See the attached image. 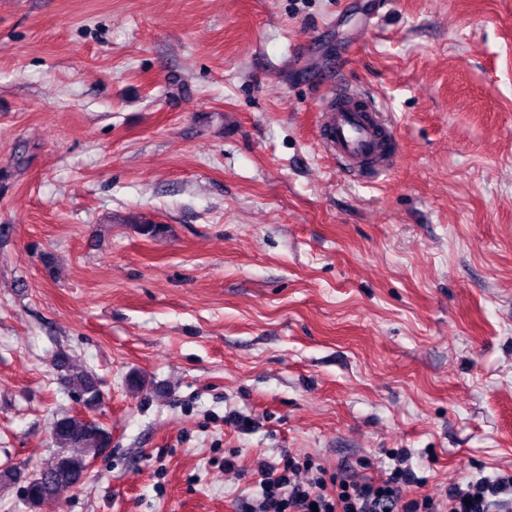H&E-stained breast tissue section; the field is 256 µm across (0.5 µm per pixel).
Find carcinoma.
Segmentation results:
<instances>
[{"label": "carcinoma", "mask_w": 512, "mask_h": 512, "mask_svg": "<svg viewBox=\"0 0 512 512\" xmlns=\"http://www.w3.org/2000/svg\"><path fill=\"white\" fill-rule=\"evenodd\" d=\"M55 366L61 372V380L83 395L87 408L101 404L102 393L90 373L71 365L64 355L56 358ZM52 437L58 451L33 478L27 500L34 505L54 499L64 488L80 486L89 460L110 443L108 432L99 423L80 415L56 418Z\"/></svg>", "instance_id": "obj_1"}]
</instances>
